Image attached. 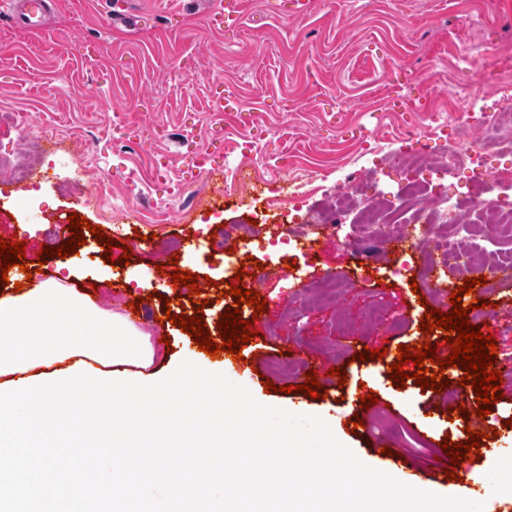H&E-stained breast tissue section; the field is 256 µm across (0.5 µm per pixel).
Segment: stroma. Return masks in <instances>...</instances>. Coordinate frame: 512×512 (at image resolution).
I'll return each instance as SVG.
<instances>
[{"instance_id": "stroma-1", "label": "stroma", "mask_w": 512, "mask_h": 512, "mask_svg": "<svg viewBox=\"0 0 512 512\" xmlns=\"http://www.w3.org/2000/svg\"><path fill=\"white\" fill-rule=\"evenodd\" d=\"M218 2L128 0L130 18H149L143 30L109 25L110 0H59L38 36L0 17V113L18 114L20 133L46 151L26 182L0 181V237L24 233L34 261L45 240L58 246L70 239L69 216L85 217L116 241L109 255L116 259L120 247L130 248L129 264L105 263L108 254L90 235L73 255L48 259L45 277L73 267L71 287L110 314L146 298L151 316L140 329L157 352L178 355L196 345L165 320L161 300L173 299L170 311L188 316L193 303L188 289L171 286L163 267L174 263L209 276L203 312L214 333L234 302L223 291L238 267L263 264V274L241 286L258 291L267 310L257 315L241 305L258 335L227 377L247 378L267 405L339 417L351 449L381 471L428 475L444 439L465 440L463 414L449 415L441 395L414 379L398 388L381 360L354 356L421 341L426 306L447 310L418 274L433 228L419 226L413 237L360 260L347 246L363 231L356 212L333 232L311 215L347 190L354 165L377 169L375 192L396 207L400 178L387 168L392 158L444 151L459 123L479 136L481 113L512 99V0H313L307 14L288 19L279 0H243L239 26L224 31L207 24ZM472 60L497 72L496 83L481 84L468 67ZM220 82L238 89L244 107H265L264 124L215 112L210 90ZM394 99L405 109L391 111ZM113 101L131 104L126 122L138 128L137 139L114 137ZM428 110L442 115L432 130L424 122ZM219 130L220 165L247 174L220 190L194 166ZM81 131L86 140L75 142ZM105 178L110 204L97 198ZM155 202L168 205L164 221L151 214ZM288 226L295 235H285ZM227 228L233 234L226 240ZM104 275L110 283H101ZM324 277L342 286L330 302L310 287ZM392 319L398 329L389 328ZM468 319L482 335H494L502 378L503 397L479 425L488 434L476 464L482 473L512 454V330L473 311ZM165 335L170 344H162ZM311 357L342 368L346 380L324 376L323 399L283 393V386L304 383ZM266 378L277 392L266 393ZM366 380L376 402L361 411L350 394ZM356 416L363 424L353 430L346 422ZM380 438L392 441L397 459L375 456L372 444Z\"/></svg>"}]
</instances>
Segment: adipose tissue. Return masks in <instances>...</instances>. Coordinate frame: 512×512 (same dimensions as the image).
Returning a JSON list of instances; mask_svg holds the SVG:
<instances>
[{"instance_id": "obj_1", "label": "adipose tissue", "mask_w": 512, "mask_h": 512, "mask_svg": "<svg viewBox=\"0 0 512 512\" xmlns=\"http://www.w3.org/2000/svg\"><path fill=\"white\" fill-rule=\"evenodd\" d=\"M148 333L107 314L57 277L0 296V384L86 362L103 372L155 374Z\"/></svg>"}]
</instances>
